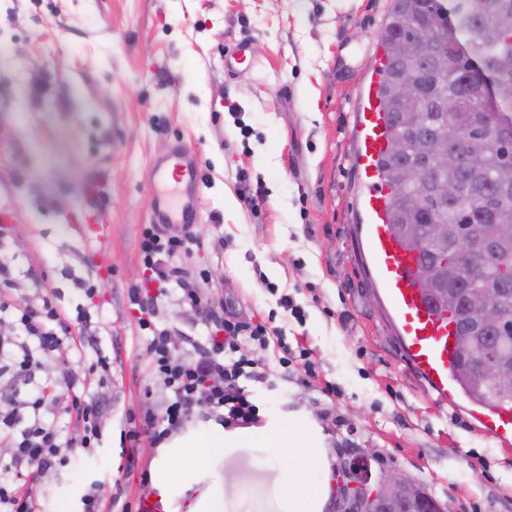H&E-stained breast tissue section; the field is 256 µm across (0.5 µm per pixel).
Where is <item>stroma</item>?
<instances>
[{
	"mask_svg": "<svg viewBox=\"0 0 512 512\" xmlns=\"http://www.w3.org/2000/svg\"><path fill=\"white\" fill-rule=\"evenodd\" d=\"M392 0H0V262L12 300L54 298L86 361H112L103 436L72 467L41 474L40 512H80L97 483L112 512L150 495L146 431L168 393L152 370L153 329L172 357L208 345L212 317L179 273L203 274L213 315L277 328L280 345L241 340L266 366L243 386L261 420L310 411L333 454L376 452L447 512H512V439L484 432L471 402L431 398L406 366L390 300L368 265L353 163L354 120ZM246 37L260 65L227 72ZM197 154V242L173 261L153 329L128 288L149 277L151 170L173 143ZM258 194L257 204L247 201ZM109 224L81 231L86 212ZM97 288L86 297L85 285ZM95 327L84 337L79 311ZM289 354H282V347ZM138 431L137 444L127 435ZM257 443L221 460L227 512H274L281 469Z\"/></svg>",
	"mask_w": 512,
	"mask_h": 512,
	"instance_id": "obj_1",
	"label": "stroma"
}]
</instances>
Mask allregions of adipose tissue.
<instances>
[{
    "instance_id": "1",
    "label": "adipose tissue",
    "mask_w": 512,
    "mask_h": 512,
    "mask_svg": "<svg viewBox=\"0 0 512 512\" xmlns=\"http://www.w3.org/2000/svg\"><path fill=\"white\" fill-rule=\"evenodd\" d=\"M294 418L290 425L272 419L260 428L232 431L211 422L175 437L155 462L151 486L169 496L176 488L190 487L193 478L210 479L208 493L191 505L188 512H225L223 488L229 477L219 471V462L231 449L262 443L288 451V469L277 490V512H323L331 495L330 451L307 410L296 411ZM181 454L194 457V477L172 472L171 458Z\"/></svg>"
}]
</instances>
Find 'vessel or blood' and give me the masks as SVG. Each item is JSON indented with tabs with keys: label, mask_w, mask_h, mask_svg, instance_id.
Segmentation results:
<instances>
[{
	"label": "vessel or blood",
	"mask_w": 512,
	"mask_h": 512,
	"mask_svg": "<svg viewBox=\"0 0 512 512\" xmlns=\"http://www.w3.org/2000/svg\"><path fill=\"white\" fill-rule=\"evenodd\" d=\"M224 63L229 68L258 66L244 40L236 44ZM386 64L384 48H376L355 130L354 163L360 176L359 202L365 215V239L372 266L391 301L411 370L437 400L448 401L457 392L452 375L456 359L453 324L449 314L427 301L418 275V253L394 233L390 223L393 191L381 169L392 138L381 96V76ZM152 181L151 208L155 223H198V163L187 147L172 146L159 157L153 165ZM474 416L487 431L500 438L512 436V404H481Z\"/></svg>",
	"instance_id": "obj_1"
}]
</instances>
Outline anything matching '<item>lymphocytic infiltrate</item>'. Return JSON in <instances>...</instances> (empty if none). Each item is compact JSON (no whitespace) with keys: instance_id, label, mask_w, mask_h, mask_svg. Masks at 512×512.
I'll use <instances>...</instances> for the list:
<instances>
[{"instance_id":"lymphocytic-infiltrate-1","label":"lymphocytic infiltrate","mask_w":512,"mask_h":512,"mask_svg":"<svg viewBox=\"0 0 512 512\" xmlns=\"http://www.w3.org/2000/svg\"><path fill=\"white\" fill-rule=\"evenodd\" d=\"M193 240L189 233L167 237L157 229H145L140 242L145 268L165 277V261ZM13 285L8 270L0 266V325L23 331L36 346L22 348L10 363L0 364V377L10 378L5 389L8 406L0 409V436L11 448L9 463L0 464V512H37L28 469L44 472L68 466L71 453L79 449L89 451L98 444L103 429L98 400L82 388L81 378L94 375L99 384H107L112 380V363L101 357L83 371L62 372L59 379L50 383L35 382V371L56 360L61 348L62 339L54 328L60 315L49 301L38 309L16 306L6 294ZM242 336L263 346L269 343L265 325L227 319L212 336L210 350L194 358L175 359L169 354L167 332L157 333L153 340L156 377L170 395L161 415L149 420L154 444L180 433L198 408L206 409L210 417L227 429L250 427L258 422L259 408L240 381L257 377L259 365L239 354L237 340ZM59 404L76 409L81 423L76 436L61 437L41 417L43 408ZM25 408L33 412L26 423L21 420Z\"/></svg>"}]
</instances>
